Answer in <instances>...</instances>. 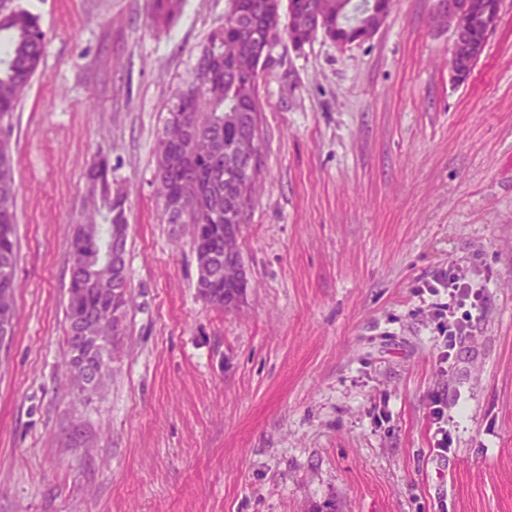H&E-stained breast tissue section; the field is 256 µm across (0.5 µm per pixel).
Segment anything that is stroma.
Here are the masks:
<instances>
[{"label": "stroma", "mask_w": 512, "mask_h": 512, "mask_svg": "<svg viewBox=\"0 0 512 512\" xmlns=\"http://www.w3.org/2000/svg\"><path fill=\"white\" fill-rule=\"evenodd\" d=\"M47 34L9 132L18 325L0 348V512H512V0L465 83L436 0L370 40L272 47L263 186L239 234L251 286L197 293L155 195L163 105L226 0H20ZM129 192L134 304L112 375L61 387L70 241L100 156ZM482 292L441 374L419 289ZM454 452L431 449L432 397ZM186 0H154L151 26L157 30L171 26L181 15ZM424 288H427L425 291L432 295L438 294L440 288H443L451 298L462 306L466 305V302L469 301L470 306L476 308L480 298L479 289L473 288L470 278L464 271H460L449 283L445 277H437L434 284H425Z\"/></svg>", "instance_id": "1"}]
</instances>
